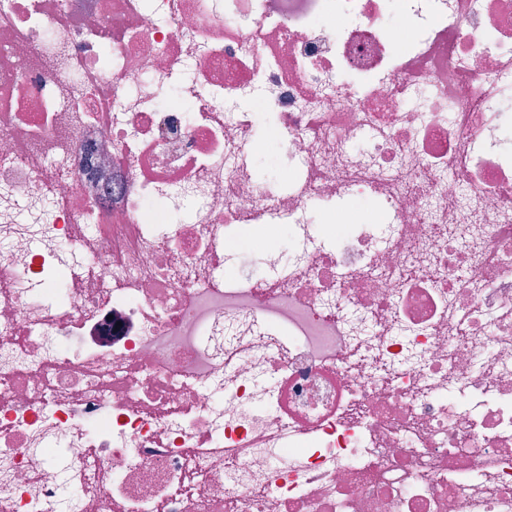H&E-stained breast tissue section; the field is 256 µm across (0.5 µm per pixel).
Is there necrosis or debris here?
<instances>
[{
	"label": "necrosis or debris",
	"instance_id": "obj_1",
	"mask_svg": "<svg viewBox=\"0 0 512 512\" xmlns=\"http://www.w3.org/2000/svg\"><path fill=\"white\" fill-rule=\"evenodd\" d=\"M510 90L512 0H0V512H512Z\"/></svg>",
	"mask_w": 512,
	"mask_h": 512
}]
</instances>
